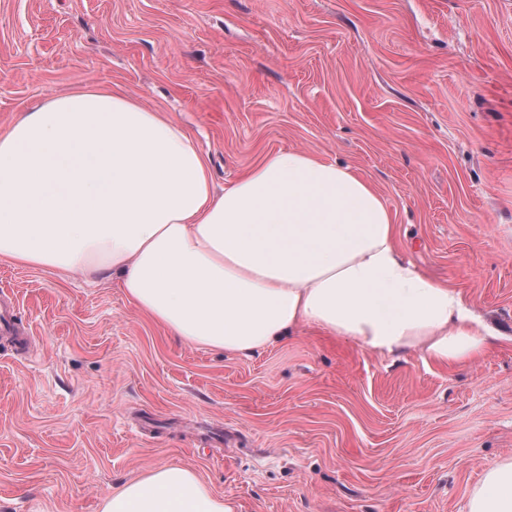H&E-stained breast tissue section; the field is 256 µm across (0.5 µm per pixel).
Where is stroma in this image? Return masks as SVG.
<instances>
[{
  "label": "stroma",
  "mask_w": 512,
  "mask_h": 512,
  "mask_svg": "<svg viewBox=\"0 0 512 512\" xmlns=\"http://www.w3.org/2000/svg\"><path fill=\"white\" fill-rule=\"evenodd\" d=\"M82 81L173 118L218 193L279 150L351 166L496 335L463 362L313 327L235 356L0 259V512H100L168 463L237 512H466L512 455V0H0V127Z\"/></svg>",
  "instance_id": "35a3bbf8"
}]
</instances>
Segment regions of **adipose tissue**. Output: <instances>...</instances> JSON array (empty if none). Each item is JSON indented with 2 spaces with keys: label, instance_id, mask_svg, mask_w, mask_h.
<instances>
[{
  "label": "adipose tissue",
  "instance_id": "adipose-tissue-1",
  "mask_svg": "<svg viewBox=\"0 0 512 512\" xmlns=\"http://www.w3.org/2000/svg\"><path fill=\"white\" fill-rule=\"evenodd\" d=\"M0 257L114 280L181 341L247 354L301 326L385 355L480 354L493 331L462 293L404 259L380 194L302 150L268 154L215 194L172 119L93 82L0 131ZM102 512H236L192 470L151 467ZM467 512H512V455L489 461Z\"/></svg>",
  "mask_w": 512,
  "mask_h": 512
}]
</instances>
